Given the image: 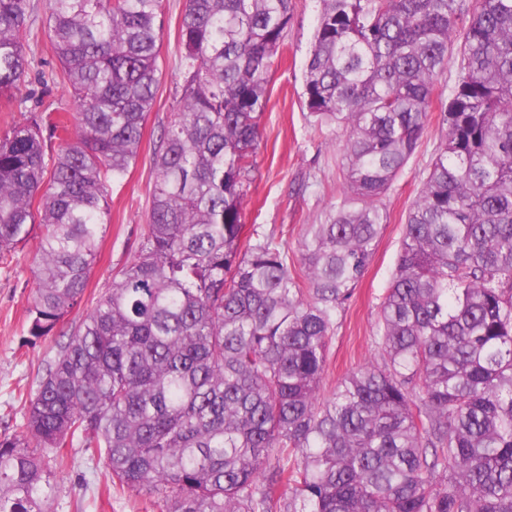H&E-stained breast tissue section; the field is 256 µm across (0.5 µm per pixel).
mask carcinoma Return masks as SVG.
Segmentation results:
<instances>
[{"label":"carcinoma","mask_w":512,"mask_h":512,"mask_svg":"<svg viewBox=\"0 0 512 512\" xmlns=\"http://www.w3.org/2000/svg\"><path fill=\"white\" fill-rule=\"evenodd\" d=\"M46 4L59 68L43 79L75 107L47 135L33 118L0 136V257L36 241L35 340L84 296L162 74V0ZM323 4L304 97L345 132L344 200L306 225L294 263L272 232L243 239L292 0H185L148 224L0 434V512H50L49 460L74 442L103 459L108 490L162 512H512V0ZM457 37L444 142L378 306L376 358L323 399L337 317L387 223L380 200ZM34 40L30 0H0L9 112Z\"/></svg>","instance_id":"carcinoma-1"}]
</instances>
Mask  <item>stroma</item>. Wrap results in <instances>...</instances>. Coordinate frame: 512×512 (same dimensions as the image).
I'll return each instance as SVG.
<instances>
[{"label":"stroma","instance_id":"1","mask_svg":"<svg viewBox=\"0 0 512 512\" xmlns=\"http://www.w3.org/2000/svg\"><path fill=\"white\" fill-rule=\"evenodd\" d=\"M184 0H163L161 84L143 129L139 161L123 184L113 187L111 219L98 248L97 261L79 307L67 316L62 331H73L112 285L113 274L129 263L148 222L152 181L150 165L160 131L168 121L183 83L179 25ZM322 0H293L291 21L272 68L269 100L261 116V140L255 168L247 183L243 221L265 232L282 234L296 250L305 225L323 223L344 197L341 159L345 136L336 126L317 125L304 105V73ZM35 63L27 89L26 109L0 112V134L17 122L57 108H72L67 87L43 86L41 72L57 68L47 38L34 44ZM444 137L439 112L427 128L403 172L383 199L388 213L372 260L352 298L336 320V331L321 394L329 396L347 373L374 357L372 337L378 304L395 267L406 215L417 197L429 165ZM35 247L26 245L0 259V433L15 431L22 421L19 392H36L57 350L59 339H28L26 308L33 287ZM52 469V512H160L144 493L108 495L102 460L89 459L82 448L63 451Z\"/></svg>","mask_w":512,"mask_h":512}]
</instances>
